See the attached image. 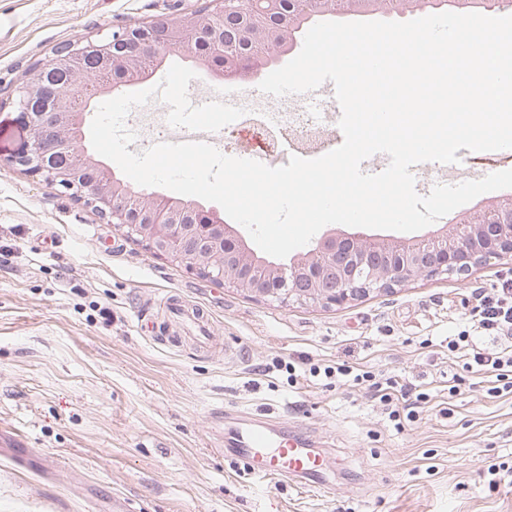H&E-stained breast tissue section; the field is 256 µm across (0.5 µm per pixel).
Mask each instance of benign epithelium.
<instances>
[{
	"label": "benign epithelium",
	"instance_id": "1",
	"mask_svg": "<svg viewBox=\"0 0 512 512\" xmlns=\"http://www.w3.org/2000/svg\"><path fill=\"white\" fill-rule=\"evenodd\" d=\"M461 0H383L396 12ZM338 0H212L211 6L177 20L126 27L99 41L72 43L36 65L19 87L18 120L30 140L8 163L58 187L94 208L108 223L155 254L181 264L204 280L280 304L341 306L371 293L388 292L422 278L464 275L494 259H512V196L480 206L458 225L443 226L407 240L362 232L323 234L311 249L288 261L259 255L240 233L212 209L181 199L136 193L92 157L68 163L81 128L72 98L56 78L73 88L89 75L106 77L104 92L147 79L168 48L187 36L199 43L191 57L227 80L260 72L288 49L285 34L301 33L317 12L333 13ZM241 14V51L215 55L208 44L224 43V13Z\"/></svg>",
	"mask_w": 512,
	"mask_h": 512
}]
</instances>
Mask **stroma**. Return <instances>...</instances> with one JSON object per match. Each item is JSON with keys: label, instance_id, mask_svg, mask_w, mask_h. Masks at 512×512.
Wrapping results in <instances>:
<instances>
[{"label": "stroma", "instance_id": "1", "mask_svg": "<svg viewBox=\"0 0 512 512\" xmlns=\"http://www.w3.org/2000/svg\"><path fill=\"white\" fill-rule=\"evenodd\" d=\"M204 4L0 0V512H512V485L484 472L512 467V393L489 397L448 349L512 261L342 306L271 303L155 255L8 165L28 140L16 99L36 63ZM171 295L207 313L220 350L168 343ZM336 364L428 398L395 429L367 385L309 374ZM252 420L319 452L334 494L212 452Z\"/></svg>", "mask_w": 512, "mask_h": 512}]
</instances>
